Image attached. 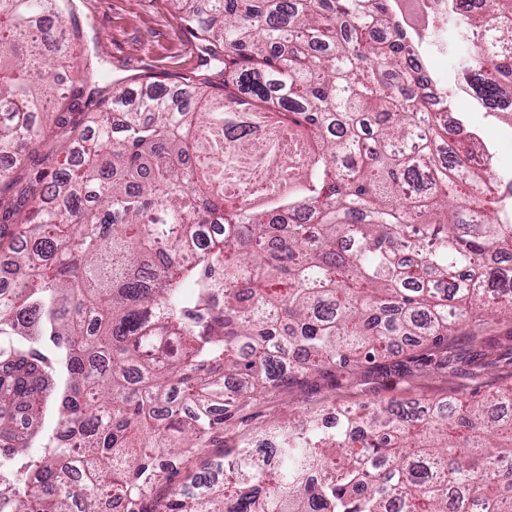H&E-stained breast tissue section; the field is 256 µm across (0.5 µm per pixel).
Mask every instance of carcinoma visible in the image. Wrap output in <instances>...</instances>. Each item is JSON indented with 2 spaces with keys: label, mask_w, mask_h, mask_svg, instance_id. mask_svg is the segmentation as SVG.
Here are the masks:
<instances>
[{
  "label": "carcinoma",
  "mask_w": 512,
  "mask_h": 512,
  "mask_svg": "<svg viewBox=\"0 0 512 512\" xmlns=\"http://www.w3.org/2000/svg\"><path fill=\"white\" fill-rule=\"evenodd\" d=\"M224 93L112 89L33 191L0 292V512H489L512 508V385L320 412L224 446L277 384L373 362L398 337L448 345L512 320V174L462 168L464 88L392 0H173ZM498 24L448 9V69L485 108L512 97V0ZM73 0H0V155L41 137L74 68ZM222 48L216 52L214 47ZM434 89L439 112L424 93ZM272 111L299 151L284 191L224 196V122ZM224 221V235L204 226ZM53 402L51 433L39 430ZM39 444L41 451L29 453ZM184 464L170 485L161 465Z\"/></svg>",
  "instance_id": "carcinoma-1"
}]
</instances>
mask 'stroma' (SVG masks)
I'll return each instance as SVG.
<instances>
[{"label": "stroma", "instance_id": "obj_1", "mask_svg": "<svg viewBox=\"0 0 512 512\" xmlns=\"http://www.w3.org/2000/svg\"><path fill=\"white\" fill-rule=\"evenodd\" d=\"M73 27L78 32L77 56L102 66L108 76L78 85L43 117L41 139L0 181V214L27 205L30 188L64 166L67 134L82 128L88 113L110 100L113 86L154 81L180 87L189 76L201 74L213 91L224 90L221 68L201 56L196 30L180 22L171 0H75ZM456 106L470 113L499 167L512 170V124L468 95L458 98ZM480 334L475 341L468 329H461L444 348L399 345L388 358L270 390L245 411L238 428L225 434L224 443L233 445L241 436L286 423L298 412L333 403L356 407L404 398L435 402L451 393L470 397L512 384V322L497 320ZM448 356L452 364L439 368Z\"/></svg>", "mask_w": 512, "mask_h": 512}]
</instances>
